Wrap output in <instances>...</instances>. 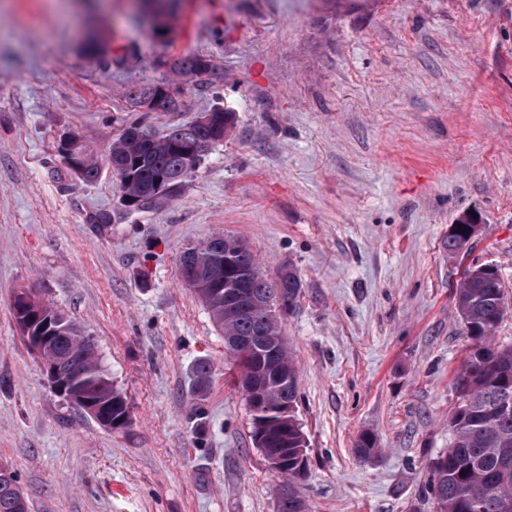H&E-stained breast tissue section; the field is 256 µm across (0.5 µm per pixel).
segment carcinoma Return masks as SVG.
<instances>
[{
    "label": "carcinoma",
    "instance_id": "cac0c4a2",
    "mask_svg": "<svg viewBox=\"0 0 512 512\" xmlns=\"http://www.w3.org/2000/svg\"><path fill=\"white\" fill-rule=\"evenodd\" d=\"M202 57L185 55L171 63L180 75H199L212 68L202 65ZM134 104L154 111H173L179 107L178 97L152 86L134 94ZM218 126L195 120L178 125L154 137L135 123L112 143L105 162L117 177L120 189L133 197L146 200L150 207L160 202L155 197L156 183L168 186V194L176 192L194 172L187 165L182 148L188 144L208 146L212 139L224 136L234 125L235 114L224 111L215 115ZM73 153L79 156L80 168L72 169L86 182H95L102 165L88 152L79 137H74ZM219 260L227 263L224 280L245 276L256 304L247 312H239L224 302V283L204 292L209 265ZM182 282L192 288L203 301L217 327L226 336H247L264 340L265 351L274 353L277 365L298 376L288 345L283 339L279 317L267 309L268 304L287 308L299 294L302 283L291 269L271 280L250 246L239 236L225 234L189 248L180 257ZM457 313L466 329L470 345L463 364L452 381L457 395L456 410L448 421L451 436L448 452L431 464L429 494L434 512H503L500 502L512 503V344L501 345L493 332L512 305L506 301L497 270L472 268V274L460 278L453 292ZM43 315L37 325L48 324L54 342L44 356L61 360L72 369L64 396L78 391L103 402H112V420L130 413L124 394L114 386L107 369L95 352V339L81 330L61 310L49 303L42 306ZM239 369L236 383L249 390L246 380H254L258 390L246 395L253 420L265 421L268 436L265 451L270 455L288 454V481L280 485L278 494L288 493V512H297L296 503L305 501L300 490L305 471L294 470V449L299 447L294 416L284 420L273 410L283 402H296L298 385L282 386L271 372L234 355ZM288 434V442L282 435ZM357 454L363 459L376 455L380 448L371 432L357 439ZM23 492L15 473L10 480H0V512H17Z\"/></svg>",
    "mask_w": 512,
    "mask_h": 512
}]
</instances>
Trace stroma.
<instances>
[{"mask_svg":"<svg viewBox=\"0 0 512 512\" xmlns=\"http://www.w3.org/2000/svg\"><path fill=\"white\" fill-rule=\"evenodd\" d=\"M132 2L0 0V464L28 512H275L283 478L179 276L225 232L302 282L281 321L310 512H433L468 344L452 289L489 264L512 303V0H179L162 38ZM88 31L105 58L82 52ZM190 53L211 71L174 75ZM143 86L179 109L132 106ZM217 107L232 133L147 209L58 151L74 134L101 157L133 121L161 136ZM465 213L481 230L448 254ZM23 291L94 336L126 429L58 394L16 323ZM365 431L380 453L362 462Z\"/></svg>","mask_w":512,"mask_h":512,"instance_id":"stroma-1","label":"stroma"}]
</instances>
